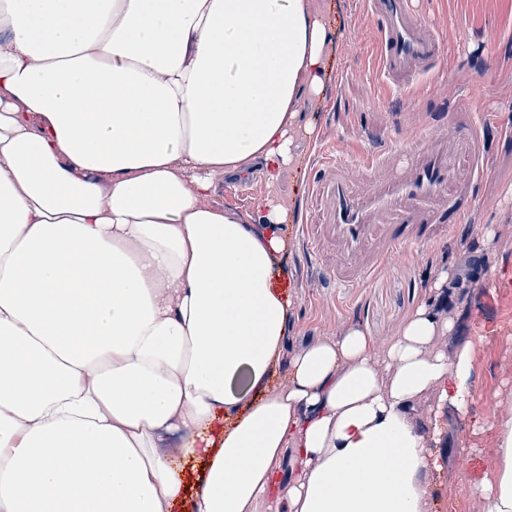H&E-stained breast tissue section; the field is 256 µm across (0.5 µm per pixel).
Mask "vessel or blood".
<instances>
[{
	"label": "vessel or blood",
	"mask_w": 512,
	"mask_h": 512,
	"mask_svg": "<svg viewBox=\"0 0 512 512\" xmlns=\"http://www.w3.org/2000/svg\"><path fill=\"white\" fill-rule=\"evenodd\" d=\"M378 32V57L388 84L407 89L442 68V38L415 17L409 0H367ZM417 146L404 165L384 152L316 168L309 194L325 200L323 223L303 225L308 254L331 250L330 279L354 286L410 245L444 239L465 223L489 166L487 127L473 112L412 125Z\"/></svg>",
	"instance_id": "1"
}]
</instances>
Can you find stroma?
I'll use <instances>...</instances> for the list:
<instances>
[{
    "label": "stroma",
    "mask_w": 512,
    "mask_h": 512,
    "mask_svg": "<svg viewBox=\"0 0 512 512\" xmlns=\"http://www.w3.org/2000/svg\"><path fill=\"white\" fill-rule=\"evenodd\" d=\"M312 2L332 15L336 29L326 92L313 108L315 139L278 186L267 187L254 174L240 190L230 176L214 200L247 213L258 198L293 197L295 221L285 227L290 248L282 261L293 301L287 340L291 351L316 337L335 335L352 321L377 341L388 339L432 281L448 268L463 266L458 242L468 235L482 263L473 275L467 314L456 336L474 344L473 402L466 416L444 410L449 436L459 437L463 445H438L441 471L432 492L440 512H481L476 489L496 464V434L487 409L512 412V141L494 143L492 167L476 206L468 223L450 230L447 244L408 250L359 287L339 288L324 279L319 265L305 258L301 226L315 207L308 188L318 154L348 145L373 151L365 129L391 128L389 147L403 162L412 147L406 123L454 111L467 100L475 112L512 126V0H413L418 17L443 38L446 72L405 91L386 85L379 72L367 0Z\"/></svg>",
    "instance_id": "obj_1"
}]
</instances>
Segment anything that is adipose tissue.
<instances>
[{
    "label": "adipose tissue",
    "instance_id": "adipose-tissue-1",
    "mask_svg": "<svg viewBox=\"0 0 512 512\" xmlns=\"http://www.w3.org/2000/svg\"><path fill=\"white\" fill-rule=\"evenodd\" d=\"M332 42L310 0H0V512H437L456 272L386 342L288 355L293 206L213 201L296 165ZM494 428L482 512H512Z\"/></svg>",
    "mask_w": 512,
    "mask_h": 512
}]
</instances>
